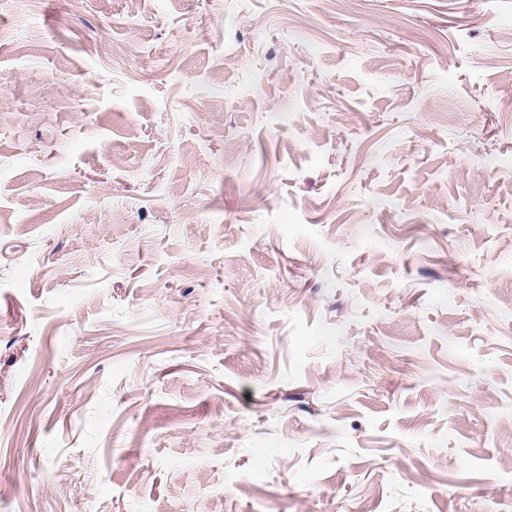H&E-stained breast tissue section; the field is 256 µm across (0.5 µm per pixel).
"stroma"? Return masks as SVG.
I'll return each mask as SVG.
<instances>
[{
	"label": "stroma",
	"instance_id": "1",
	"mask_svg": "<svg viewBox=\"0 0 512 512\" xmlns=\"http://www.w3.org/2000/svg\"><path fill=\"white\" fill-rule=\"evenodd\" d=\"M0 512H512V0H0Z\"/></svg>",
	"mask_w": 512,
	"mask_h": 512
}]
</instances>
